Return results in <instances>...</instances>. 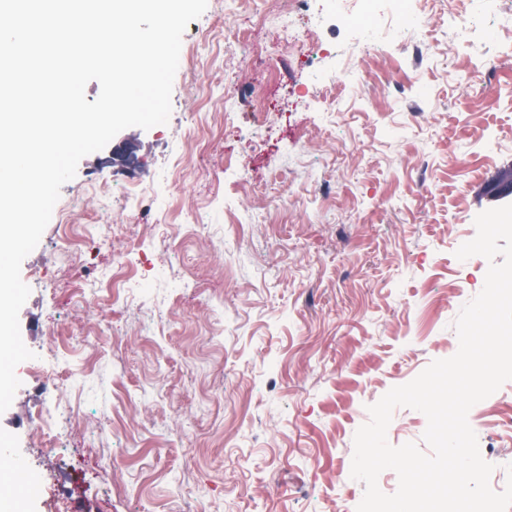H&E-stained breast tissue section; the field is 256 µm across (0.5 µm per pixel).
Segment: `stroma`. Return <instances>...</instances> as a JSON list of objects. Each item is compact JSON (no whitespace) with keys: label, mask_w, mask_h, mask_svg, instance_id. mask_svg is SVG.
Wrapping results in <instances>:
<instances>
[{"label":"stroma","mask_w":512,"mask_h":512,"mask_svg":"<svg viewBox=\"0 0 512 512\" xmlns=\"http://www.w3.org/2000/svg\"><path fill=\"white\" fill-rule=\"evenodd\" d=\"M510 4L428 0L423 29L361 57L320 0L296 17L308 52L257 25L263 0H208L167 124L116 136L138 166L82 158L22 262L40 367L0 414L38 488L19 512H356L368 406L456 353L484 285L487 260L455 252L512 165ZM117 268L150 295L113 300ZM468 422L504 487L512 380ZM426 427L396 408L387 441Z\"/></svg>","instance_id":"stroma-1"}]
</instances>
